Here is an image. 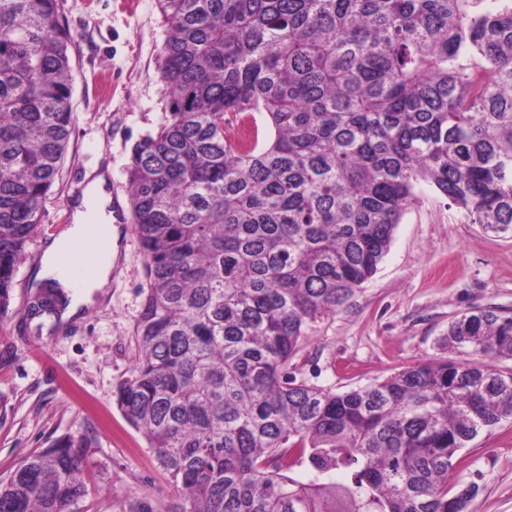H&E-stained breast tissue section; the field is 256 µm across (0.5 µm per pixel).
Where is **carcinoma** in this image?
I'll list each match as a JSON object with an SVG mask.
<instances>
[{
	"instance_id": "carcinoma-1",
	"label": "carcinoma",
	"mask_w": 512,
	"mask_h": 512,
	"mask_svg": "<svg viewBox=\"0 0 512 512\" xmlns=\"http://www.w3.org/2000/svg\"><path fill=\"white\" fill-rule=\"evenodd\" d=\"M168 112L127 165L148 288L115 403L184 492L175 512H467L453 459L512 423V316L448 323L458 356L335 392L297 378L310 324L377 271L422 182L512 234V0H157ZM59 0H0V317L68 150ZM259 113L253 144L231 121ZM56 290L27 318L57 314ZM89 442L0 481L66 512Z\"/></svg>"
}]
</instances>
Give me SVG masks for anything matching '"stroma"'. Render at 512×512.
Here are the masks:
<instances>
[{
	"label": "stroma",
	"instance_id": "obj_1",
	"mask_svg": "<svg viewBox=\"0 0 512 512\" xmlns=\"http://www.w3.org/2000/svg\"><path fill=\"white\" fill-rule=\"evenodd\" d=\"M74 36V133L43 222L25 249L0 318V480L26 456L69 434L88 436L86 492L69 512H171L183 495L113 394L137 358L134 328L147 288L144 258L128 234L123 261L97 304L67 329L22 333L37 292L32 272L48 241L65 236L72 205L93 168L125 192L133 144L165 116L158 69L164 24L156 0H61ZM512 316V235L471 223L432 186L398 224L376 273L335 313L312 323L296 358L300 379L338 392L399 369L451 359L441 339L461 314L485 308ZM454 476L479 492L468 512H512V425L484 433L456 456Z\"/></svg>",
	"mask_w": 512,
	"mask_h": 512
}]
</instances>
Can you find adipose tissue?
<instances>
[{
  "instance_id": "1",
  "label": "adipose tissue",
  "mask_w": 512,
  "mask_h": 512,
  "mask_svg": "<svg viewBox=\"0 0 512 512\" xmlns=\"http://www.w3.org/2000/svg\"><path fill=\"white\" fill-rule=\"evenodd\" d=\"M86 187L80 204L73 214V224L64 239L50 242L44 253L43 266L37 280L55 279L63 288L68 301L61 307L58 320L69 323L79 317L94 302L95 293L110 279L113 266L121 250V238L112 222V198L105 191L109 181L107 172L92 170L86 175ZM96 226V237H88L89 226ZM93 257L91 274L81 287H74L70 276L56 264L57 254L65 249Z\"/></svg>"
}]
</instances>
